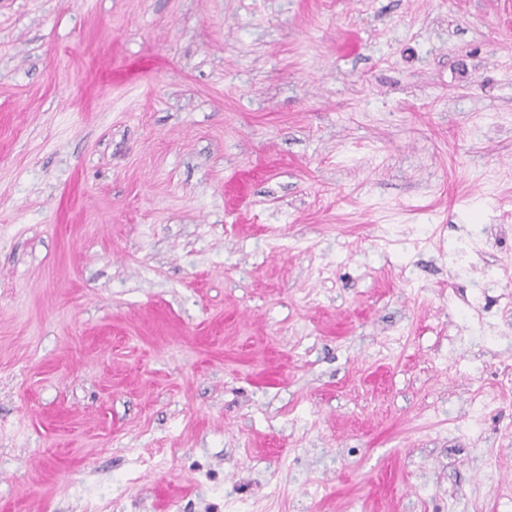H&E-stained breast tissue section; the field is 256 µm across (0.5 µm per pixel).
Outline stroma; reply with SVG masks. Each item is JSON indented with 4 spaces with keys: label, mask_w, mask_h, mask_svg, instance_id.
Returning <instances> with one entry per match:
<instances>
[{
    "label": "stroma",
    "mask_w": 512,
    "mask_h": 512,
    "mask_svg": "<svg viewBox=\"0 0 512 512\" xmlns=\"http://www.w3.org/2000/svg\"><path fill=\"white\" fill-rule=\"evenodd\" d=\"M512 0H0V512H512ZM512 385V364L507 363L504 364L500 371L497 373L496 378V386L490 388V390L486 391L484 395V399L480 406L473 410L471 418H470V426L471 428L477 429L484 417L486 409L489 407L491 403L496 401L500 394L504 391H510Z\"/></svg>",
    "instance_id": "35a3bbf8"
}]
</instances>
